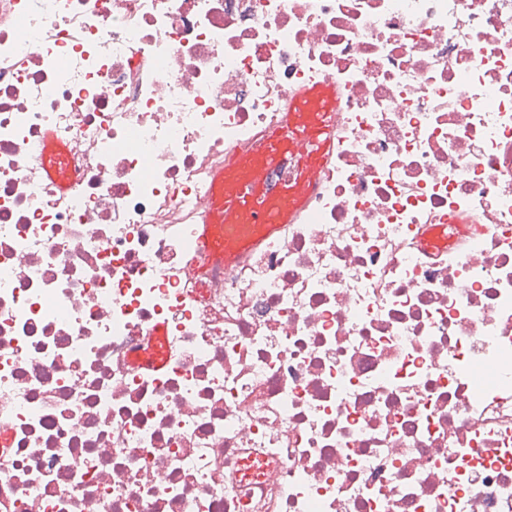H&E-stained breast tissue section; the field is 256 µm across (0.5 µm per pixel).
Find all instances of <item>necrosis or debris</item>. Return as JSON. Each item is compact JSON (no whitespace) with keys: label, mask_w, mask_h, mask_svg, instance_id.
Here are the masks:
<instances>
[{"label":"necrosis or debris","mask_w":512,"mask_h":512,"mask_svg":"<svg viewBox=\"0 0 512 512\" xmlns=\"http://www.w3.org/2000/svg\"><path fill=\"white\" fill-rule=\"evenodd\" d=\"M323 78L307 220L190 269ZM2 434L0 512H512V0H0Z\"/></svg>","instance_id":"4bbe7bcc"}]
</instances>
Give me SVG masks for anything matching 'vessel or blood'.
<instances>
[{"instance_id":"b4317fda","label":"vessel or blood","mask_w":512,"mask_h":512,"mask_svg":"<svg viewBox=\"0 0 512 512\" xmlns=\"http://www.w3.org/2000/svg\"><path fill=\"white\" fill-rule=\"evenodd\" d=\"M342 96L328 80L292 90L276 126L225 150L223 163L211 172L212 191L198 216L192 260L231 268L261 241L262 235L242 239L246 226L270 234L303 218L331 160Z\"/></svg>"}]
</instances>
